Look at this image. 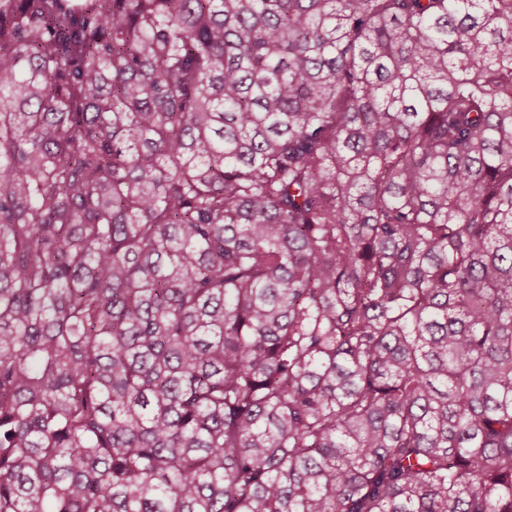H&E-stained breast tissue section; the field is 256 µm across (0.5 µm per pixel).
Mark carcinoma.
Returning <instances> with one entry per match:
<instances>
[{
    "mask_svg": "<svg viewBox=\"0 0 512 512\" xmlns=\"http://www.w3.org/2000/svg\"><path fill=\"white\" fill-rule=\"evenodd\" d=\"M0 512H512V0H0Z\"/></svg>",
    "mask_w": 512,
    "mask_h": 512,
    "instance_id": "cac0c4a2",
    "label": "carcinoma"
}]
</instances>
